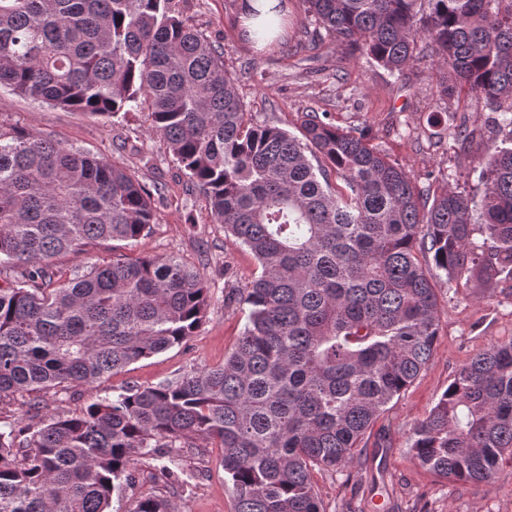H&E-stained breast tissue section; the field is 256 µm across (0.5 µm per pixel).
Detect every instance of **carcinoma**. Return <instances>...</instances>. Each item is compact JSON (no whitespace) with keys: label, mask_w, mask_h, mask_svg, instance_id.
Returning a JSON list of instances; mask_svg holds the SVG:
<instances>
[{"label":"carcinoma","mask_w":512,"mask_h":512,"mask_svg":"<svg viewBox=\"0 0 512 512\" xmlns=\"http://www.w3.org/2000/svg\"><path fill=\"white\" fill-rule=\"evenodd\" d=\"M186 0H0V89L102 118L150 112L152 130L260 272L224 363L126 386L72 415L0 428V512H112L134 458L180 477L181 440L221 449L235 512H323L312 478L339 470L431 360L436 274L487 289L512 279V0H303L335 41L400 72L434 47L441 92L498 113L505 145L481 167L479 215L447 180L409 172L318 113L299 135L257 123L224 49ZM285 0L247 16L277 40ZM336 175L338 184L330 182ZM152 189L116 161L0 127V396L90 385L186 341L210 287L176 257H112L66 280L53 259L133 241L154 224ZM483 237L481 244L474 235ZM421 467L487 485L512 457V339L462 365L416 425ZM129 512H168L148 496Z\"/></svg>","instance_id":"obj_1"}]
</instances>
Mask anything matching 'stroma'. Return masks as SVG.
I'll use <instances>...</instances> for the list:
<instances>
[{
	"label": "stroma",
	"mask_w": 512,
	"mask_h": 512,
	"mask_svg": "<svg viewBox=\"0 0 512 512\" xmlns=\"http://www.w3.org/2000/svg\"><path fill=\"white\" fill-rule=\"evenodd\" d=\"M240 5L241 0H188V14L199 30L223 46L224 67L238 76L239 95L254 119L294 134L304 113H327L336 126L364 130L418 183H426L429 173H439L449 187L481 200L485 187L478 178L480 164L500 145L503 134L495 112L485 104L440 93L435 54L392 74L327 36L317 50L304 51L315 23L301 0H288L280 40L258 52L239 35ZM435 112L449 114L454 124L482 129V137L460 144L431 124ZM0 125L122 161L147 186L160 187L151 233L125 243V253L178 257L200 271L210 286L207 316L194 336L93 386L43 392L45 413H77L122 387L153 386L192 369L222 364L235 349L248 315L247 306L231 295L254 277L257 265L225 238L223 225L213 223L206 198L192 188L153 132L147 113L104 119L1 89ZM437 298L440 333L428 365L366 431L346 468L314 471L325 512H373L376 500L384 501L386 512H512V462L500 466L491 484L476 486L447 482L418 466L408 453L415 424L457 370L490 344L512 339V280L488 290L441 283ZM179 455L183 469L193 477L194 494L185 495L178 484L137 460L131 466L134 484L113 498L112 512H127L134 498L152 495L179 506L181 512H234L220 450L200 441L181 448Z\"/></svg>",
	"instance_id": "obj_1"
}]
</instances>
